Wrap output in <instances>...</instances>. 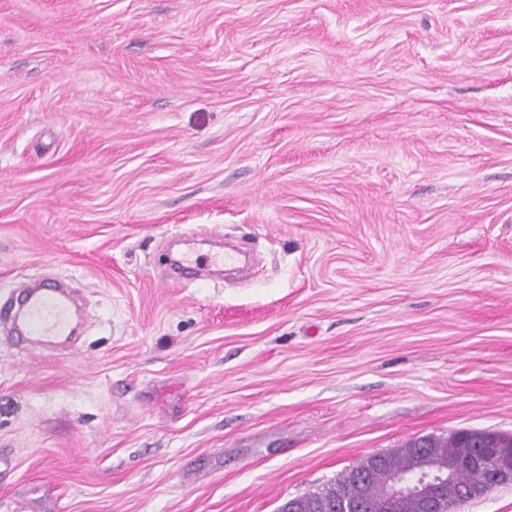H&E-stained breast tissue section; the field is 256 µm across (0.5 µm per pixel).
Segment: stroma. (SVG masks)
I'll use <instances>...</instances> for the list:
<instances>
[{"instance_id": "1", "label": "stroma", "mask_w": 512, "mask_h": 512, "mask_svg": "<svg viewBox=\"0 0 512 512\" xmlns=\"http://www.w3.org/2000/svg\"><path fill=\"white\" fill-rule=\"evenodd\" d=\"M216 234L249 277L165 274ZM0 512H277L512 435V0H0ZM66 293L53 282H41L23 290L8 307L0 305V322L9 321L16 342L41 337L47 342L70 336L69 304ZM360 466L361 461L350 470L340 474L326 487L301 497H309L315 501H328L331 506L326 508L325 512H341L336 508V498L347 501L365 500L368 503L367 509H369L365 512H374L375 506L378 505L376 489L383 481L384 476L380 470H374L366 481H360L355 473Z\"/></svg>"}]
</instances>
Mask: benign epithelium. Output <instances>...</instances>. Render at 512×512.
Masks as SVG:
<instances>
[{"mask_svg":"<svg viewBox=\"0 0 512 512\" xmlns=\"http://www.w3.org/2000/svg\"><path fill=\"white\" fill-rule=\"evenodd\" d=\"M460 461L475 467L486 468L492 481L485 485L461 488L456 480L457 464H448V469L429 476L413 477L394 469L390 455L367 456L363 470L382 469L387 482L380 494V504L385 512H396L398 505L413 502L414 512H436L443 503L458 507L480 499L493 489L512 484V437L491 430H464L456 432Z\"/></svg>","mask_w":512,"mask_h":512,"instance_id":"7a95c632","label":"benign epithelium"}]
</instances>
